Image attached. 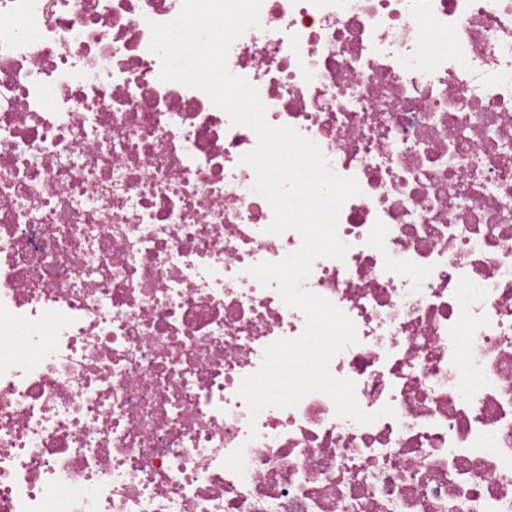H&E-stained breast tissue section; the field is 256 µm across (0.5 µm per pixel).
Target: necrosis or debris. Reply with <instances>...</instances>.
Wrapping results in <instances>:
<instances>
[{
    "label": "necrosis or debris",
    "instance_id": "necrosis-or-debris-1",
    "mask_svg": "<svg viewBox=\"0 0 512 512\" xmlns=\"http://www.w3.org/2000/svg\"><path fill=\"white\" fill-rule=\"evenodd\" d=\"M182 0H0V512H512V0H263L231 46L275 126L355 177V323L312 393L238 389L305 317L247 127L159 79Z\"/></svg>",
    "mask_w": 512,
    "mask_h": 512
}]
</instances>
